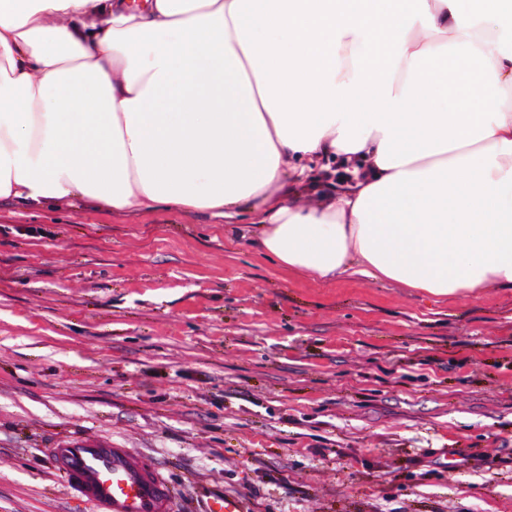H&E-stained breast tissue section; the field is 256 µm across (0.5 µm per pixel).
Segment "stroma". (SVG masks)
I'll return each mask as SVG.
<instances>
[{
    "mask_svg": "<svg viewBox=\"0 0 512 512\" xmlns=\"http://www.w3.org/2000/svg\"><path fill=\"white\" fill-rule=\"evenodd\" d=\"M65 436L184 512H512V288L320 284L206 214L0 205V512H89Z\"/></svg>",
    "mask_w": 512,
    "mask_h": 512,
    "instance_id": "obj_1",
    "label": "stroma"
}]
</instances>
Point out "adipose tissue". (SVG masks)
<instances>
[{"label": "adipose tissue", "mask_w": 512, "mask_h": 512, "mask_svg": "<svg viewBox=\"0 0 512 512\" xmlns=\"http://www.w3.org/2000/svg\"><path fill=\"white\" fill-rule=\"evenodd\" d=\"M69 198L249 212L316 282L512 288V0H0V201ZM322 163L328 168H315L312 172H309V176L306 177L304 183L306 187L310 188L306 193H312L313 190L311 188L328 191L330 188H335V186L339 187L345 175L349 177L347 170H352V165L354 164L353 161H347L340 157L332 158Z\"/></svg>", "instance_id": "adipose-tissue-1"}]
</instances>
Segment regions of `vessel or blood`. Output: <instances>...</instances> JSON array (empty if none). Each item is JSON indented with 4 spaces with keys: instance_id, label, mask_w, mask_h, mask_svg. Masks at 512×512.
<instances>
[{
    "instance_id": "b4317fda",
    "label": "vessel or blood",
    "mask_w": 512,
    "mask_h": 512,
    "mask_svg": "<svg viewBox=\"0 0 512 512\" xmlns=\"http://www.w3.org/2000/svg\"><path fill=\"white\" fill-rule=\"evenodd\" d=\"M52 461L91 512H174L173 492L146 459L102 439L58 442Z\"/></svg>"
}]
</instances>
